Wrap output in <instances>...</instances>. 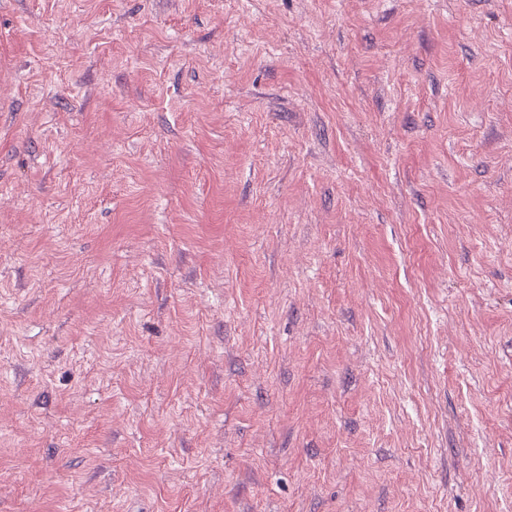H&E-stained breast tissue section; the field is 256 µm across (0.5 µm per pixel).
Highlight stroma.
I'll return each mask as SVG.
<instances>
[{"label": "stroma", "instance_id": "stroma-1", "mask_svg": "<svg viewBox=\"0 0 512 512\" xmlns=\"http://www.w3.org/2000/svg\"><path fill=\"white\" fill-rule=\"evenodd\" d=\"M0 512H512V0H0Z\"/></svg>", "mask_w": 512, "mask_h": 512}]
</instances>
